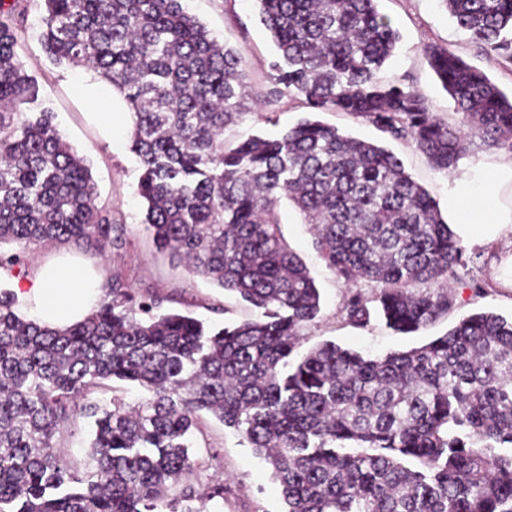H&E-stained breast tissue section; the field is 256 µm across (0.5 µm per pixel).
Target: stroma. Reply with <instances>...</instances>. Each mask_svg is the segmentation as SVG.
Instances as JSON below:
<instances>
[{
	"mask_svg": "<svg viewBox=\"0 0 512 512\" xmlns=\"http://www.w3.org/2000/svg\"><path fill=\"white\" fill-rule=\"evenodd\" d=\"M183 5L247 64L241 100L243 116L225 130L227 141L237 142L251 135L276 137L305 117L306 110L298 99L288 95L278 99L264 96L276 47L259 21L255 0H183ZM27 7L28 37L19 59L27 73L37 78L39 101L52 108L54 122L64 140L86 157L96 183L98 203L110 208L117 223L124 226L125 251L111 260L96 255L91 258L102 278L120 273L134 292L157 291L171 298L173 309L190 311L212 324L254 318V311L233 293L192 274L187 267L171 262L166 254L156 250L142 222L144 204L137 192L140 169L129 149L127 130L118 127L111 137L103 136L87 107L71 92L81 69L53 64L40 44L42 0H29ZM378 8L402 36L394 56L379 72V79H397L423 92L437 116L452 124L458 120L453 101L422 53L423 45L428 43L450 48L486 72L504 91L512 92V65L478 53L467 35L453 23L441 0H379ZM385 142L402 160L407 172L429 190L439 205H446L453 174L433 171L410 140ZM279 214L285 241L304 259L322 295L319 316L302 331L304 348L333 341L365 354L380 355L427 343L451 329L462 317L476 312L512 316V288L503 287L493 275L498 254L512 249V237L506 235L492 244H465L467 263L456 270V305L447 318L411 336L393 332L378 318L368 327H353L343 314V301L351 287L320 260L309 227L297 211L284 202ZM193 442V452L202 464V482L218 480L224 484L222 512H282L280 487L272 479L269 465L233 429L206 414Z\"/></svg>",
	"mask_w": 512,
	"mask_h": 512,
	"instance_id": "obj_1",
	"label": "stroma"
}]
</instances>
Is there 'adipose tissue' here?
Returning a JSON list of instances; mask_svg holds the SVG:
<instances>
[{
  "mask_svg": "<svg viewBox=\"0 0 512 512\" xmlns=\"http://www.w3.org/2000/svg\"><path fill=\"white\" fill-rule=\"evenodd\" d=\"M73 90L95 112L97 125L111 133L112 92L80 78ZM448 225L465 242L491 244L512 231V157H498L460 173L448 194ZM13 291L38 324L63 327L84 318L101 300L100 279L68 252L13 282Z\"/></svg>",
  "mask_w": 512,
  "mask_h": 512,
  "instance_id": "ef3b65f1",
  "label": "adipose tissue"
}]
</instances>
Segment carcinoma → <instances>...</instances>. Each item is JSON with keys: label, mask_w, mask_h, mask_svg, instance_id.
<instances>
[{"label": "carcinoma", "mask_w": 512, "mask_h": 512, "mask_svg": "<svg viewBox=\"0 0 512 512\" xmlns=\"http://www.w3.org/2000/svg\"><path fill=\"white\" fill-rule=\"evenodd\" d=\"M24 0H0V269L26 268L41 243L94 253L126 246L97 202L89 166L49 107L25 112L39 85L18 50ZM40 42L56 64L96 73L132 115L143 224L156 248L258 316L223 327L164 311L122 276L69 327L26 317L0 289V512H207L188 436L207 412L271 466L283 512H512V318L477 312L429 342L369 357L326 341L299 353L321 311L307 265L285 242L286 199L311 225L326 266L351 292L343 313L365 328L371 302L414 334L448 316L465 263L438 202L382 144L304 118L283 135L224 144L238 121L242 57L182 0H43ZM278 57L269 98L311 114L343 112L409 139L436 171L471 136L512 152V94L440 44L423 47L459 115L430 112L418 90L377 72L400 40L378 0H256ZM478 52L512 64V0H442ZM146 393L93 398L103 382ZM93 420L87 462L58 450ZM182 484L178 496L169 492Z\"/></svg>", "instance_id": "1"}]
</instances>
